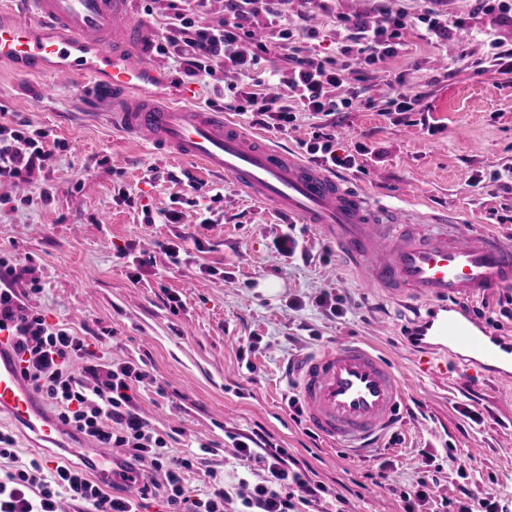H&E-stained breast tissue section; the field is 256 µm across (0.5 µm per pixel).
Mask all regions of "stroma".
<instances>
[{
	"label": "stroma",
	"instance_id": "1",
	"mask_svg": "<svg viewBox=\"0 0 512 512\" xmlns=\"http://www.w3.org/2000/svg\"><path fill=\"white\" fill-rule=\"evenodd\" d=\"M379 7V0H319L311 13L293 6L290 21L299 33L316 30L306 42L311 53L345 67L355 59L340 52L344 18L370 20ZM440 8L480 30L466 51L458 34L434 43L409 29L396 57L363 69L364 92L347 111L300 112L288 131L270 124L262 131L303 156L326 129L339 154L355 158L345 177L380 201L424 215L448 210L512 243V74L482 67L490 39L512 44V26L473 15L472 0H442ZM165 15L145 17L147 40L131 57L159 74L140 94L173 102L191 82L195 106L224 109L241 79L220 70L190 81L175 53L155 48ZM50 78L0 62V124L58 145L52 165L27 183L30 203L0 185V256L39 284L30 303L50 321L102 335L108 357L139 363L164 386L166 398L140 403L156 428L220 443L262 427L331 490L318 512H333L337 494L347 512H403L404 495L422 477L434 486L416 512L461 507L486 486L502 512H512V402L494 381L469 382L448 355L439 358L446 376L422 374L404 342L410 311L355 282L329 239L199 166L154 153L113 128L93 99L69 89L43 96ZM399 91L416 96L415 111H388ZM183 171L200 191L177 181ZM211 189L220 194L213 203L201 196ZM125 192L134 205L123 203ZM205 204L214 222L203 227L196 213ZM173 213L178 222H169ZM289 229L302 250L286 257L277 244ZM179 238L187 245L174 263L159 245ZM325 295L343 299V316L320 307ZM473 312L512 336V288L491 291ZM343 338L372 344L404 390L399 423L370 456L325 441L292 405L288 361Z\"/></svg>",
	"mask_w": 512,
	"mask_h": 512
}]
</instances>
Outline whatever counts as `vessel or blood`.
<instances>
[{
	"mask_svg": "<svg viewBox=\"0 0 512 512\" xmlns=\"http://www.w3.org/2000/svg\"><path fill=\"white\" fill-rule=\"evenodd\" d=\"M31 21L0 10V61L33 72L50 70L59 84L91 75L111 119L133 138L176 158L200 164L250 199L272 205L332 239L357 280L425 312L409 327L406 344L422 350V372L440 370L433 356L452 351L473 381L512 387V339L472 312L496 288H512V246L501 236L441 212L420 224L404 207L386 204L336 173L288 152L220 111L181 107L135 95L153 82L149 61L129 55L146 36L132 0H30ZM296 396L308 427L343 448L375 450L397 422L400 381L388 362L359 341H342L303 356L295 368ZM35 439L59 448L82 437L42 408L10 350L0 347V411Z\"/></svg>",
	"mask_w": 512,
	"mask_h": 512,
	"instance_id": "obj_1",
	"label": "vessel or blood"
}]
</instances>
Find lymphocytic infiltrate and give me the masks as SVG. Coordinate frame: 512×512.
<instances>
[{"label":"lymphocytic infiltrate","mask_w":512,"mask_h":512,"mask_svg":"<svg viewBox=\"0 0 512 512\" xmlns=\"http://www.w3.org/2000/svg\"><path fill=\"white\" fill-rule=\"evenodd\" d=\"M181 2V8L168 15L166 27L181 33L179 56L188 75L197 78L213 76L220 66L249 76L253 60L238 49L246 21L262 10L284 17L291 9L290 0H225L224 17L202 27L197 17L208 0ZM411 22L405 13L384 10L374 21L355 26L351 40L371 66L397 56ZM280 38L292 45L288 79L292 101L283 103L266 83L257 82L242 100L259 103L258 122H274L284 131L297 112L331 116L349 109L357 89L348 68L306 54L295 45L293 28L282 29ZM54 157L45 141L0 125V183L24 181L32 169L51 165ZM21 277L20 269L0 260V341L9 346L23 377L63 423L97 447L123 451L113 477L127 483L137 481L145 469L159 473V480L144 485L143 491L161 499L168 512H300L324 497L326 486L308 478L285 449L270 444L259 431L234 436L233 442L240 455L256 458L263 475L255 483L239 479L233 490L207 468L209 455L217 451L215 442L196 435L194 451L172 453V434L154 427L139 404L149 391L164 396V388L138 364L107 359L102 347L87 337L33 310L27 292L17 287ZM78 359L85 361L94 384L75 373ZM203 468L210 488L197 495L186 477ZM65 497L79 505V512H141L140 501L110 494L86 470L64 460L50 467L33 460L0 478V512H60Z\"/></svg>","instance_id":"obj_1"}]
</instances>
